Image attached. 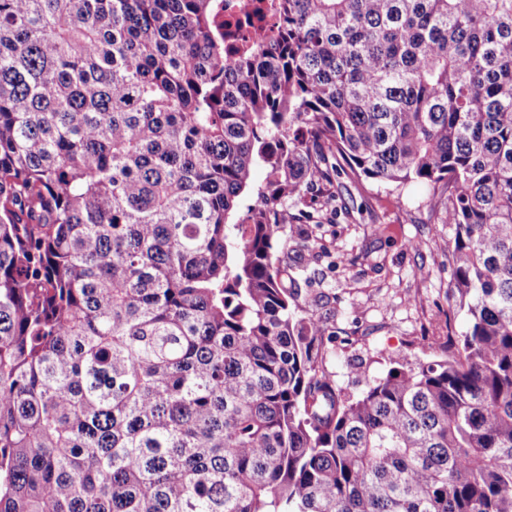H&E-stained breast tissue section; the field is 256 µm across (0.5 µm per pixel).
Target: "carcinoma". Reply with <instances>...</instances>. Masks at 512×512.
Listing matches in <instances>:
<instances>
[{"instance_id":"cac0c4a2","label":"carcinoma","mask_w":512,"mask_h":512,"mask_svg":"<svg viewBox=\"0 0 512 512\" xmlns=\"http://www.w3.org/2000/svg\"><path fill=\"white\" fill-rule=\"evenodd\" d=\"M267 10L0 0V512H512V0ZM338 156L469 324L356 397L275 255Z\"/></svg>"}]
</instances>
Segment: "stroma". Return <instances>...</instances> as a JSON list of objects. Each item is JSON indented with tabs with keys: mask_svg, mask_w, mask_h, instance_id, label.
I'll use <instances>...</instances> for the list:
<instances>
[{
	"mask_svg": "<svg viewBox=\"0 0 512 512\" xmlns=\"http://www.w3.org/2000/svg\"><path fill=\"white\" fill-rule=\"evenodd\" d=\"M331 182L312 187L307 205L283 211L289 268L305 266L312 300L307 308L325 329L328 368L346 393L362 385L352 367L386 373L391 359H430L447 335H462L468 321L449 297L453 232L435 209L424 182L379 185L355 177L344 161ZM316 257L303 262V247Z\"/></svg>",
	"mask_w": 512,
	"mask_h": 512,
	"instance_id": "obj_1",
	"label": "stroma"
}]
</instances>
